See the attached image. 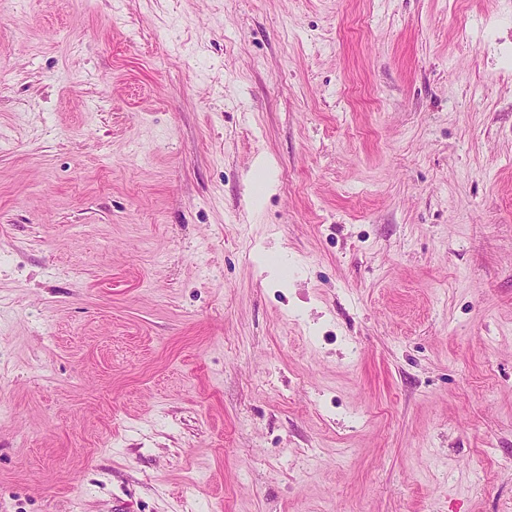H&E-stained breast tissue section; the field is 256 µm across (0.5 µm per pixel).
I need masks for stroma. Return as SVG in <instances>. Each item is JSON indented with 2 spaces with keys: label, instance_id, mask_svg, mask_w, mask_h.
Masks as SVG:
<instances>
[{
  "label": "stroma",
  "instance_id": "35a3bbf8",
  "mask_svg": "<svg viewBox=\"0 0 512 512\" xmlns=\"http://www.w3.org/2000/svg\"><path fill=\"white\" fill-rule=\"evenodd\" d=\"M0 405V512H512V0H0Z\"/></svg>",
  "mask_w": 512,
  "mask_h": 512
}]
</instances>
